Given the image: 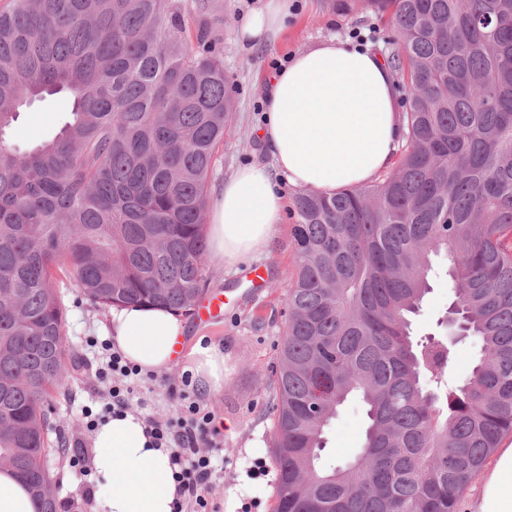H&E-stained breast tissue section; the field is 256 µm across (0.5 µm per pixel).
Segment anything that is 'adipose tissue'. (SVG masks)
I'll return each mask as SVG.
<instances>
[{
  "instance_id": "ef3b65f1",
  "label": "adipose tissue",
  "mask_w": 512,
  "mask_h": 512,
  "mask_svg": "<svg viewBox=\"0 0 512 512\" xmlns=\"http://www.w3.org/2000/svg\"><path fill=\"white\" fill-rule=\"evenodd\" d=\"M291 0H264L239 25L249 52L286 27ZM262 144L270 163L238 168L216 190L206 228L212 263L234 269L273 244L284 207L280 181L331 194L365 184L391 165L403 131L393 71L377 50L329 38L293 56L275 74L266 96ZM186 331L177 312L116 306L107 330L132 364L163 373L175 360ZM199 392L224 383L221 345L191 350ZM145 423L128 412L100 424L93 446L108 483L96 494L95 512H173L177 494L170 451L149 447ZM472 512H512V445L499 449L485 471Z\"/></svg>"
}]
</instances>
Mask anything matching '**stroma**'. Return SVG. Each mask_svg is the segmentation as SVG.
Wrapping results in <instances>:
<instances>
[{"instance_id":"35a3bbf8","label":"stroma","mask_w":512,"mask_h":512,"mask_svg":"<svg viewBox=\"0 0 512 512\" xmlns=\"http://www.w3.org/2000/svg\"><path fill=\"white\" fill-rule=\"evenodd\" d=\"M189 11L204 10L213 21L223 49L224 72L233 100L230 134L220 146L210 177V188H217L239 167L254 162H269L258 132L265 119V94L274 73V61L306 51L330 38H351L360 32L382 54L394 49L393 29L387 20L365 11L350 16L334 12L326 0H294V12L286 29L273 44L243 52L238 45L242 17L260 8L263 0H178ZM67 106L65 95L35 103L24 111L9 135L16 143L35 145L54 134ZM296 222L283 212L272 249L241 263L238 272L209 266L208 293L223 294L224 320L209 326L186 315L185 348L201 343H219L224 347V385L216 393L203 397L204 406L213 409L223 421L224 477L208 488L206 495L217 512H273L276 471L271 458L272 421L265 412L270 397V365L276 355L288 321L285 294L295 273L298 257L292 248V229ZM438 271L433 290L422 311L414 319L416 336L435 335L451 341L447 328L438 320L455 294L443 271V260H436ZM262 274L251 283L252 270ZM62 299L67 308L66 343L77 353L81 369L67 385L54 391L51 402L56 413L51 420L48 439L51 445L69 441L91 445L92 434L85 430L83 409L100 410L106 403L104 386L96 376L97 364L86 339L105 337L109 313L92 308L72 281H64ZM189 358L158 376L142 389L133 412H144L162 419L176 415L177 403L169 390L178 383L183 371L191 369ZM366 427L365 407L359 398L349 399L326 432L322 458L329 463L348 461L361 446ZM57 488L58 512H94V498L87 485L101 487V475L83 482L68 458L52 467Z\"/></svg>"}]
</instances>
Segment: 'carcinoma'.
I'll return each mask as SVG.
<instances>
[{"label": "carcinoma", "instance_id": "1", "mask_svg": "<svg viewBox=\"0 0 512 512\" xmlns=\"http://www.w3.org/2000/svg\"><path fill=\"white\" fill-rule=\"evenodd\" d=\"M389 16L406 73V145L381 180L292 201L299 262L268 413L273 512H457L512 433V0H326ZM219 41L173 0H11L0 10V467L58 512L48 399L75 371L58 272L96 310L190 313L205 292L208 184L232 98ZM67 120L27 149L21 112ZM448 258L450 314L480 347L412 336ZM353 393L355 459L320 465ZM66 106L67 97L64 94L49 97L45 102H36L21 114L9 132L10 137L15 143L38 144L55 133ZM456 349L457 355L450 373L455 380L462 381L468 375V365L473 358L477 357L478 349L469 341L459 343Z\"/></svg>", "mask_w": 512, "mask_h": 512}]
</instances>
